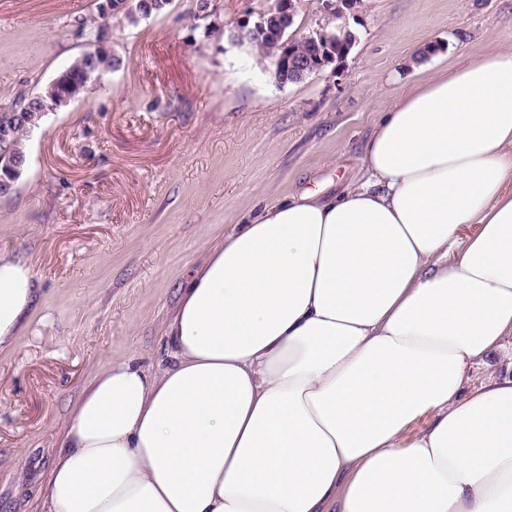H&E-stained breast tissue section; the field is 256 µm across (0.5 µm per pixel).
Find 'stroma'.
I'll list each match as a JSON object with an SVG mask.
<instances>
[{"label":"stroma","instance_id":"obj_1","mask_svg":"<svg viewBox=\"0 0 512 512\" xmlns=\"http://www.w3.org/2000/svg\"><path fill=\"white\" fill-rule=\"evenodd\" d=\"M274 0H173L109 23L121 66L49 113L0 197V251L37 293L0 351V512H41L79 395L113 362L172 364L181 290L225 234L273 197L342 192L404 85L512 45V0H364L340 74L277 84L222 32ZM97 0H0V102L39 92L85 49ZM439 50L426 54L430 45Z\"/></svg>","mask_w":512,"mask_h":512}]
</instances>
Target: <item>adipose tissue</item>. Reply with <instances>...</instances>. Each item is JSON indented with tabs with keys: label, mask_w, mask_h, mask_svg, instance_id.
I'll use <instances>...</instances> for the list:
<instances>
[{
	"label": "adipose tissue",
	"mask_w": 512,
	"mask_h": 512,
	"mask_svg": "<svg viewBox=\"0 0 512 512\" xmlns=\"http://www.w3.org/2000/svg\"><path fill=\"white\" fill-rule=\"evenodd\" d=\"M365 176L225 235L70 413L44 512H512V47L410 84ZM37 289L0 252V349ZM418 433L410 428L417 421ZM512 375V339H507L503 346L486 363L472 371L468 387L478 386L489 379Z\"/></svg>",
	"instance_id": "1"
}]
</instances>
